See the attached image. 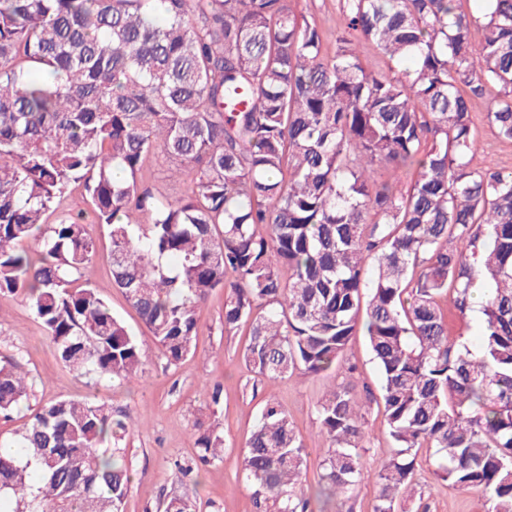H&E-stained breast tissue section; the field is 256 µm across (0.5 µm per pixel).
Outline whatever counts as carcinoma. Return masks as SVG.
Listing matches in <instances>:
<instances>
[{
    "label": "carcinoma",
    "mask_w": 512,
    "mask_h": 512,
    "mask_svg": "<svg viewBox=\"0 0 512 512\" xmlns=\"http://www.w3.org/2000/svg\"><path fill=\"white\" fill-rule=\"evenodd\" d=\"M463 2L343 0L329 55L290 0H0V300L25 296L78 375L140 376L137 339L75 286L97 251L85 213L47 222L81 184L113 285L170 366L193 353L217 288L224 329L249 326L243 360L269 380L336 367L364 321L379 398L339 384L319 403L327 453L312 498L290 415L268 397L242 455L257 512L345 500L373 404L396 444L373 512L414 497L420 448L487 512H512V171L472 167L471 110L495 90L486 118L512 141V0L478 15ZM361 38L394 67L370 69ZM156 150L187 195L148 186ZM448 291L459 315L479 314L477 343L448 336ZM32 387L3 361L0 415ZM133 425L100 399L42 405L0 442V512H124ZM196 444L224 461L218 422ZM158 509L197 504L172 494Z\"/></svg>",
    "instance_id": "cac0c4a2"
}]
</instances>
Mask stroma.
Masks as SVG:
<instances>
[{"instance_id":"1","label":"stroma","mask_w":512,"mask_h":512,"mask_svg":"<svg viewBox=\"0 0 512 512\" xmlns=\"http://www.w3.org/2000/svg\"><path fill=\"white\" fill-rule=\"evenodd\" d=\"M342 0H292L296 13L315 21L323 33L327 50H334L343 28ZM494 94L474 100V166L487 161L512 170V142L500 140L486 120L494 106ZM99 250L82 279L94 288L120 317L142 346L144 357L139 382L118 384L109 380L89 385L86 379L66 367L57 357L44 327L35 318L28 302L20 296L0 302V357H15L30 373L35 385L29 410L59 398L107 400L113 409L129 413L136 425L125 439L126 463L132 474L131 489L124 512H156L166 496L189 490L202 512H253L251 489L241 467L242 444L255 425L267 394H275L288 410L306 453L303 487L317 484L326 443L319 432L317 406L327 390L349 383L356 397L379 394L380 374L373 361L364 333L349 342L343 365L320 375L299 372L268 381L251 372L242 360L249 340L248 326L228 332L224 329V292L215 290L200 310L195 351L178 365L167 366L148 329L129 301L112 284L107 257L108 240L101 227H93ZM355 366L347 375L346 366ZM224 388L220 405L205 397L202 382ZM219 422L224 432V460L203 466L195 472L188 487L178 483L175 462L197 463L195 424ZM367 439L361 450L367 468H375L395 451L382 412L371 409L367 415ZM433 451L419 449L415 482L418 498L403 502L404 512H415L426 503L429 512H487L483 495L464 491L434 474Z\"/></svg>"}]
</instances>
